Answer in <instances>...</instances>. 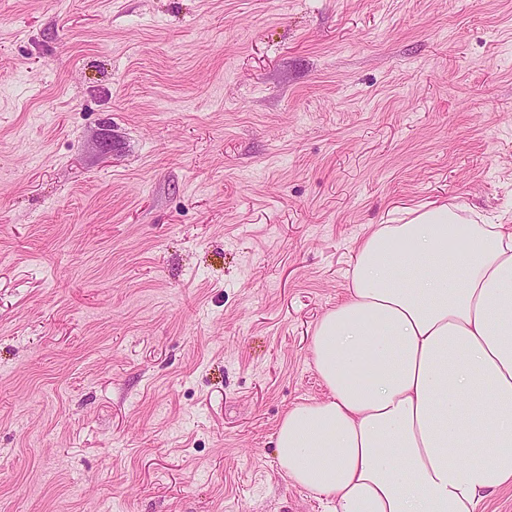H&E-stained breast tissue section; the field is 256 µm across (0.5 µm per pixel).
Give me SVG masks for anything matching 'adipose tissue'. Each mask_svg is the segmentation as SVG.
<instances>
[{"label":"adipose tissue","instance_id":"adipose-tissue-1","mask_svg":"<svg viewBox=\"0 0 512 512\" xmlns=\"http://www.w3.org/2000/svg\"><path fill=\"white\" fill-rule=\"evenodd\" d=\"M401 212L314 325L326 394L284 412L275 458L332 512H478L512 485V225L455 202Z\"/></svg>","mask_w":512,"mask_h":512}]
</instances>
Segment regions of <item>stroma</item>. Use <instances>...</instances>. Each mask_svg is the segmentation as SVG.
Returning <instances> with one entry per match:
<instances>
[{"instance_id":"35a3bbf8","label":"stroma","mask_w":512,"mask_h":512,"mask_svg":"<svg viewBox=\"0 0 512 512\" xmlns=\"http://www.w3.org/2000/svg\"><path fill=\"white\" fill-rule=\"evenodd\" d=\"M453 199L512 224V0H0V512H329L312 329Z\"/></svg>"}]
</instances>
